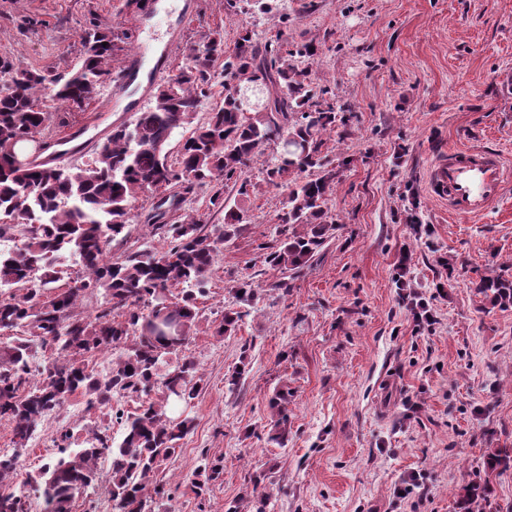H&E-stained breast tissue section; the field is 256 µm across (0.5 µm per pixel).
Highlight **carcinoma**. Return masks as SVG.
I'll list each match as a JSON object with an SVG mask.
<instances>
[{
	"label": "carcinoma",
	"mask_w": 512,
	"mask_h": 512,
	"mask_svg": "<svg viewBox=\"0 0 512 512\" xmlns=\"http://www.w3.org/2000/svg\"><path fill=\"white\" fill-rule=\"evenodd\" d=\"M119 40L115 31L97 25L86 31L79 66L67 78L0 65L9 75L0 89V240L15 241L0 247V333L9 334L8 341L0 340V422L10 425L15 447L23 450L45 418L80 393L87 407L107 411L123 427L118 444L95 433L88 447L61 448L58 457L26 476L22 485L41 489L44 512H73L76 495L104 482L115 512H147L148 502L164 497L156 473L194 427L188 416H168L167 406L173 397L191 402L202 381L197 362L185 354L202 321L196 293L203 292L219 246L247 223L245 210L224 189L249 196L245 169L266 145H281L266 177L286 195L277 215L278 239L264 263L293 279L338 227L327 207L336 172L322 148L324 136L339 123L347 125L351 115L345 105L322 98L326 90L316 92L309 72L294 60L316 55L310 43L275 54L246 31L228 50L223 32L213 30L185 46L183 64L157 86L153 104L133 122L112 125L86 167L49 166L35 150L21 152L51 121L36 94L50 88L55 100L79 108L96 99L124 50ZM220 61L224 101L199 122ZM253 87L263 90L264 105L245 111L237 90ZM187 127L190 135L170 158L172 139ZM207 182L217 185L211 204L224 210L217 235L205 232L199 216L160 223V208L175 198V185L189 190ZM165 191L170 195L153 207L150 219L166 245L112 256V242L129 234L132 201ZM232 291L238 307L224 309L216 336L236 332L248 315L240 307L258 298L250 278ZM476 291L493 306L512 305V280L483 279ZM99 294L90 317L83 305ZM106 352L115 358L100 371L96 357ZM38 353L43 362L33 367ZM139 392L150 398L137 412L127 416L114 409V396ZM269 408L268 440L283 448L288 391L275 390ZM102 460L110 461L106 472ZM17 467L18 453L0 455V482ZM483 467L488 474L511 469L512 448L487 449ZM221 472L216 464L203 470L205 480L190 479L192 490L202 494ZM491 494L486 479L466 483L461 512H488ZM0 512H28L25 491H0Z\"/></svg>",
	"instance_id": "obj_1"
}]
</instances>
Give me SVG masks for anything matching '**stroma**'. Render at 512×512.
Here are the masks:
<instances>
[{
  "instance_id": "35a3bbf8",
  "label": "stroma",
  "mask_w": 512,
  "mask_h": 512,
  "mask_svg": "<svg viewBox=\"0 0 512 512\" xmlns=\"http://www.w3.org/2000/svg\"><path fill=\"white\" fill-rule=\"evenodd\" d=\"M171 21L170 72L183 43L217 27L229 49L245 30L285 50L310 43L318 53L299 67L353 116L323 147L337 163L328 209L339 228L286 291L273 289L280 275L264 263L284 196L265 181L277 145L247 168L249 221L215 258L198 299L205 321L187 350L204 379L187 410L194 427L162 467L168 495L153 512H224L254 492L268 495L266 512H411L395 490L414 473L430 488L418 512H457L485 449L512 448V307L475 291L481 278H512V187L484 215L452 217L427 177L458 145L500 149L512 167V0H274L266 12L247 0H180ZM94 23L133 41L151 20L127 0H0V61L66 76ZM101 91L84 109L43 93L53 124L44 140L61 125L91 138L134 120L107 107L109 85ZM151 203L134 202L131 233L113 255L163 247L147 225ZM404 258L432 325L416 326L401 297ZM244 277L260 283L258 300L234 335H213L211 321ZM244 354L249 371L228 389ZM281 386L291 394L284 448L267 439L268 399ZM64 429L75 450L94 432L121 437L77 396L25 450L1 423L0 450L18 454L23 475L57 455ZM215 459L222 474L196 496L189 477Z\"/></svg>"
}]
</instances>
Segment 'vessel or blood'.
Masks as SVG:
<instances>
[{"instance_id":"1","label":"vessel or blood","mask_w":512,"mask_h":512,"mask_svg":"<svg viewBox=\"0 0 512 512\" xmlns=\"http://www.w3.org/2000/svg\"><path fill=\"white\" fill-rule=\"evenodd\" d=\"M142 66L141 56H132L114 78L117 94L135 96V82ZM502 154L483 147L449 150L429 171L431 194L447 201L450 213L460 217L484 214L503 195L508 174Z\"/></svg>"}]
</instances>
